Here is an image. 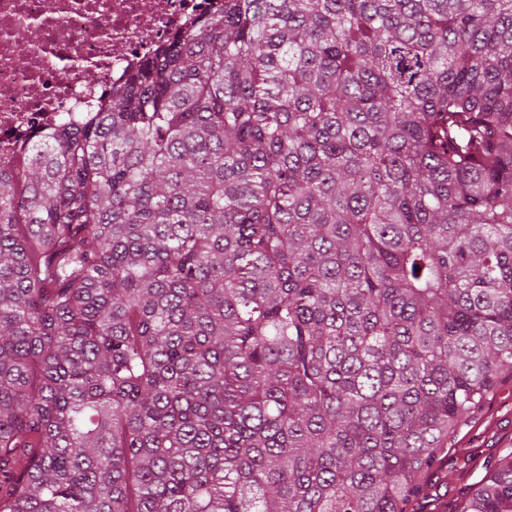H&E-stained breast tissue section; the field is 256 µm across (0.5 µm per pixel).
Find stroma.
Segmentation results:
<instances>
[{"label":"stroma","instance_id":"stroma-1","mask_svg":"<svg viewBox=\"0 0 512 512\" xmlns=\"http://www.w3.org/2000/svg\"><path fill=\"white\" fill-rule=\"evenodd\" d=\"M512 452V378H502L486 405L470 414L430 468L409 512H457L463 494L495 458Z\"/></svg>","mask_w":512,"mask_h":512}]
</instances>
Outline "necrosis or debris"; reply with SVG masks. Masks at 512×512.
Wrapping results in <instances>:
<instances>
[{
	"label": "necrosis or debris",
	"instance_id": "necrosis-or-debris-1",
	"mask_svg": "<svg viewBox=\"0 0 512 512\" xmlns=\"http://www.w3.org/2000/svg\"><path fill=\"white\" fill-rule=\"evenodd\" d=\"M218 0H0V152L107 108L145 53Z\"/></svg>",
	"mask_w": 512,
	"mask_h": 512
}]
</instances>
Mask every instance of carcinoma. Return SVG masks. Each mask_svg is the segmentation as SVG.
Wrapping results in <instances>:
<instances>
[{"label":"carcinoma","mask_w":512,"mask_h":512,"mask_svg":"<svg viewBox=\"0 0 512 512\" xmlns=\"http://www.w3.org/2000/svg\"><path fill=\"white\" fill-rule=\"evenodd\" d=\"M222 2L0 153V512H405L512 372V0Z\"/></svg>","instance_id":"obj_1"}]
</instances>
